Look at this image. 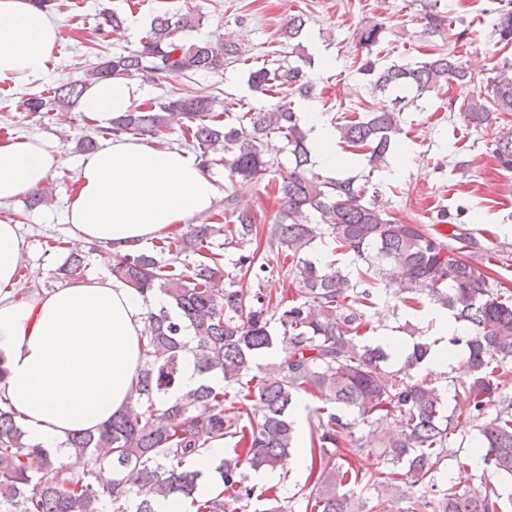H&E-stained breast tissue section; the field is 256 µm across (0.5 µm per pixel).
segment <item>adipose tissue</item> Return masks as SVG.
<instances>
[{"instance_id":"1","label":"adipose tissue","mask_w":512,"mask_h":512,"mask_svg":"<svg viewBox=\"0 0 512 512\" xmlns=\"http://www.w3.org/2000/svg\"><path fill=\"white\" fill-rule=\"evenodd\" d=\"M60 42L58 26L32 0H0V79L41 77L60 61ZM139 93L135 79L106 80L84 92L80 109L106 123ZM299 116L318 167L335 172V128L313 107ZM62 163L38 140H1L0 203L41 187ZM221 194L195 155L118 135L81 161L67 221L74 242L123 253L209 211ZM25 249L17 225L0 222V403L19 414L31 442L55 452L135 403L145 313L165 299L95 277L14 300Z\"/></svg>"}]
</instances>
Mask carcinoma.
Listing matches in <instances>:
<instances>
[{"label": "carcinoma", "mask_w": 512, "mask_h": 512, "mask_svg": "<svg viewBox=\"0 0 512 512\" xmlns=\"http://www.w3.org/2000/svg\"><path fill=\"white\" fill-rule=\"evenodd\" d=\"M124 18L103 14L97 33L123 30ZM306 21L293 17L284 35L301 38ZM200 26V17L167 12L155 15L139 46L126 54H96L83 80L62 83L24 101L27 112L39 116L52 107L67 111L78 105L86 89L116 76L149 80L187 73H217L241 60L237 43L189 42L180 34ZM497 42L512 45V13L498 14L492 25ZM380 27L369 25L357 34L358 71L374 89L395 94L391 104L357 120L336 126L340 142L364 156L373 170L388 163L401 133L400 112L408 94L418 96L444 84L468 87L473 73L452 52L433 53L415 63L383 65L371 50ZM257 91L307 96L311 84L299 65L262 66L249 72ZM491 92H471L463 118L475 128L493 126L495 112H512V65H504L490 80ZM180 128L199 160L209 167L211 155L222 153L229 178L241 186L261 182L270 174V146L286 142L293 166L281 176L280 208L266 242L271 250L293 258L299 273V299L277 297L258 290L224 287V254L213 250L212 224H188L161 239L160 255L144 249L113 253L103 247L112 277L143 296L161 294L168 305L148 307L144 362L137 375V406L115 415L97 432L74 434L65 447L83 460L79 471L59 464L40 446L26 439L16 413L0 405V512H155L153 498L177 496L196 512H295L292 501L273 488L257 492L247 471L274 469L290 456L296 440L292 411L304 394L321 402L314 409L318 425L310 438L307 482L297 492L301 512H362L357 490L376 494L378 512H394L401 486L423 488L406 501L402 512H502L499 494L460 491L441 486L439 465L448 456V443L458 426L476 427L480 439L472 457L457 463L474 464L512 478V403L497 405L512 376V291L477 272L464 252L477 242L456 235L461 246L450 249L421 224H401L377 203L378 191L354 177H324L315 171L306 131L291 102L269 110L243 112L226 123L215 111V99L186 94L132 107L112 117L106 133L157 137ZM493 157L512 171V126L493 132ZM372 198H367V193ZM224 200V234L248 244L259 234V218L251 209ZM322 223H307L308 213ZM328 239L334 248L361 260H373L364 275L395 286L407 307L425 295L452 312L464 335L451 343L466 351L464 381H451L455 407L448 409L442 389L416 376L431 343L423 338L404 352L402 368L383 369L389 354L380 346L360 344L363 308L371 303L364 282L335 263L320 265L301 257L315 241ZM87 267L79 250L69 253L55 277L71 282ZM238 275L260 278L268 263L258 250H245L234 263ZM277 320L283 335L272 334ZM193 330L192 351L201 375L217 373L223 384H201L168 404L163 397L178 384L181 356L187 349L184 332ZM283 356L265 366L259 360L275 347ZM256 401L261 420L249 419ZM390 419L402 429L385 432ZM369 428L365 439L356 426ZM227 441L231 450L214 467L216 490L197 494L201 473L196 458L214 441ZM353 447L351 456L337 449ZM375 456L377 463L365 459ZM112 468L110 484L93 480L97 469Z\"/></svg>", "instance_id": "cac0c4a2"}]
</instances>
